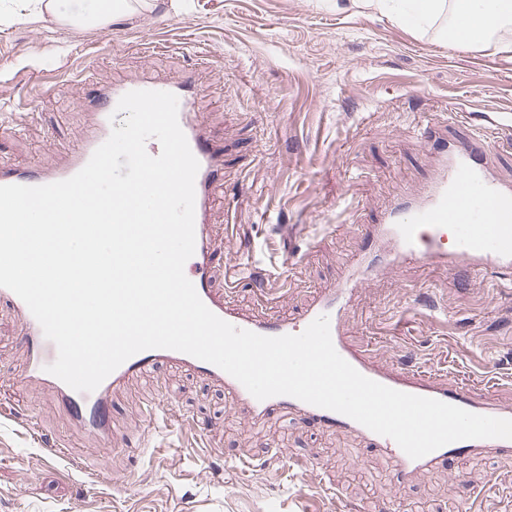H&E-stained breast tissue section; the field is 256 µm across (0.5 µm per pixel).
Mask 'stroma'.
I'll return each instance as SVG.
<instances>
[{"instance_id": "stroma-1", "label": "stroma", "mask_w": 512, "mask_h": 512, "mask_svg": "<svg viewBox=\"0 0 512 512\" xmlns=\"http://www.w3.org/2000/svg\"><path fill=\"white\" fill-rule=\"evenodd\" d=\"M23 7L0 0V166L67 161L92 121L80 73H195L201 119L224 144L212 248L238 265L245 313L297 315L339 280L365 227L435 177L426 129L493 138L488 168L512 182V26L457 45L447 17L415 28L397 5L364 0H141L103 27L6 22ZM20 331L0 299V512H512V458L393 483L354 434L288 413L249 425L222 388L166 367L113 396L120 447L99 448L51 389L13 385ZM348 337L396 369L512 407V273L397 268L361 293ZM52 437L65 457L44 451ZM244 453L257 469L240 470ZM275 454L312 467L264 468Z\"/></svg>"}]
</instances>
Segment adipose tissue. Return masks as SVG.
I'll list each match as a JSON object with an SVG mask.
<instances>
[{
  "instance_id": "1",
  "label": "adipose tissue",
  "mask_w": 512,
  "mask_h": 512,
  "mask_svg": "<svg viewBox=\"0 0 512 512\" xmlns=\"http://www.w3.org/2000/svg\"><path fill=\"white\" fill-rule=\"evenodd\" d=\"M29 2L32 9L24 14V21L49 15L78 26H103L132 8L131 0H107L105 7L91 12L78 5L63 12L58 8L59 0ZM445 12L449 13L452 26L475 32L481 39L498 25L512 23V0H407L402 17L406 23L418 26Z\"/></svg>"
}]
</instances>
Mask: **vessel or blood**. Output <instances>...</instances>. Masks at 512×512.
<instances>
[{
    "label": "vessel or blood",
    "instance_id": "b4317fda",
    "mask_svg": "<svg viewBox=\"0 0 512 512\" xmlns=\"http://www.w3.org/2000/svg\"><path fill=\"white\" fill-rule=\"evenodd\" d=\"M146 87L177 96L178 121L199 162L195 179V251L185 265V274L213 313L238 328L264 336L295 335L303 332L316 317L328 316L335 349L367 378L401 392L433 398L476 414L512 419L511 407L488 404L466 387L448 386L415 373L384 368L373 360L367 348L353 346L346 337L354 302L362 285L386 276L393 268L407 263L442 264L452 269L461 266L475 278L484 276L491 269L512 268V183L496 179L485 166L482 157L489 149L488 143L465 148L441 145L442 164L428 194L419 199L399 198L381 222L369 228L368 237L377 242L387 241L388 250L367 249L342 280L314 296L298 317L289 319L273 313L259 319L250 318L231 302L235 280L225 279L220 289L213 285L222 269L212 255L208 232L211 201L219 183V148L193 119L195 80L190 75L163 78L147 82ZM135 88L132 82L96 88L89 100L95 111L96 130L73 153L70 161L53 170L0 167V185L39 186L75 175L108 139L112 130L110 116L120 97ZM0 299L9 300L14 305L23 325L27 366L19 377L20 384L52 388L71 424L98 438L105 447L111 446L116 439L112 429V392L164 363L223 386L225 401L251 422L258 423L271 414L291 410L315 426L357 434L369 447L387 458L392 478L398 483L455 458L512 457V440L479 439L453 442L414 460L392 439L372 432L345 415L290 396L257 400L219 367L174 350L140 352L119 366L93 392H78L46 372V365L57 357V348L45 337L26 304L4 287H0Z\"/></svg>",
    "mask_w": 512,
    "mask_h": 512
}]
</instances>
